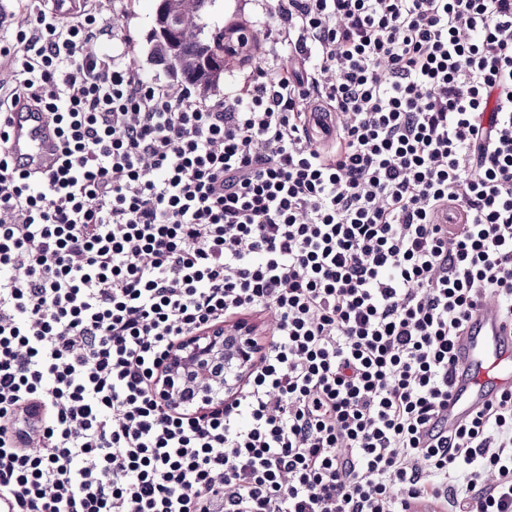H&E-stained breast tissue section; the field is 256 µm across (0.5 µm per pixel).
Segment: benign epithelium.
I'll list each match as a JSON object with an SVG mask.
<instances>
[{"instance_id": "7a95c632", "label": "benign epithelium", "mask_w": 512, "mask_h": 512, "mask_svg": "<svg viewBox=\"0 0 512 512\" xmlns=\"http://www.w3.org/2000/svg\"><path fill=\"white\" fill-rule=\"evenodd\" d=\"M256 362L246 330L226 335L214 328L176 343L165 361L158 396L167 409H179L193 393L198 410L224 403L246 380Z\"/></svg>"}]
</instances>
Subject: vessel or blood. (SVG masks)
Masks as SVG:
<instances>
[{"label":"vessel or blood","instance_id":"1","mask_svg":"<svg viewBox=\"0 0 512 512\" xmlns=\"http://www.w3.org/2000/svg\"><path fill=\"white\" fill-rule=\"evenodd\" d=\"M8 132L12 153L21 164L42 170L54 166L59 145L44 114L16 108ZM455 357L456 371L444 411V422L451 428L501 391L512 389V323L504 320L494 299L481 300L473 309Z\"/></svg>","mask_w":512,"mask_h":512}]
</instances>
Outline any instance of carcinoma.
Instances as JSON below:
<instances>
[{
  "label": "carcinoma",
  "mask_w": 512,
  "mask_h": 512,
  "mask_svg": "<svg viewBox=\"0 0 512 512\" xmlns=\"http://www.w3.org/2000/svg\"><path fill=\"white\" fill-rule=\"evenodd\" d=\"M215 0H158L150 33L151 59L165 67L179 89L202 100L224 84V29L205 34Z\"/></svg>",
  "instance_id": "carcinoma-1"
}]
</instances>
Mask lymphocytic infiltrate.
Instances as JSON below:
<instances>
[{"label":"lymphocytic infiltrate","mask_w":512,"mask_h":512,"mask_svg":"<svg viewBox=\"0 0 512 512\" xmlns=\"http://www.w3.org/2000/svg\"><path fill=\"white\" fill-rule=\"evenodd\" d=\"M249 2L213 103L86 53L84 0L0 39V512H512V390L439 421L475 305L512 320V0ZM268 311L232 401L164 408L175 342ZM8 132L12 153L21 164L42 170L55 165L59 145L44 114L19 106L12 111Z\"/></svg>","instance_id":"lymphocytic-infiltrate-1"}]
</instances>
